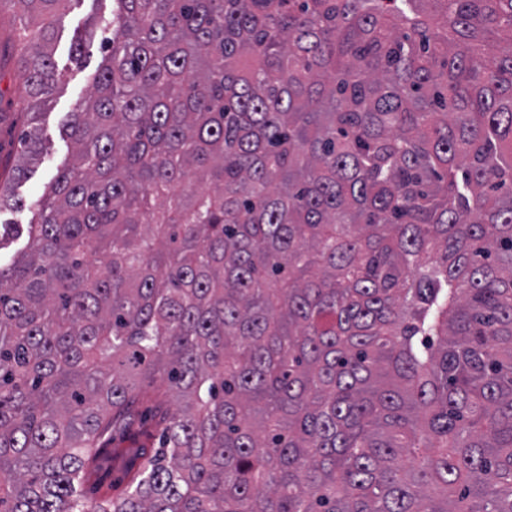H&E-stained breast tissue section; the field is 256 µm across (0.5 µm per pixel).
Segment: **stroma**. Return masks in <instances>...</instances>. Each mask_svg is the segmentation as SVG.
I'll return each mask as SVG.
<instances>
[{"instance_id":"35a3bbf8","label":"stroma","mask_w":512,"mask_h":512,"mask_svg":"<svg viewBox=\"0 0 512 512\" xmlns=\"http://www.w3.org/2000/svg\"><path fill=\"white\" fill-rule=\"evenodd\" d=\"M111 16L112 0H68L56 15L51 52L63 79L45 109L40 156L24 175L13 172L20 154L21 134L26 127L22 89L17 79L18 62L13 59L0 67V111L5 114L0 121V165L9 169L7 182L16 197L33 200L38 190L52 180L57 169L71 161L73 146L64 138L62 126L69 112L88 97L93 75L102 61L99 44L94 41L82 64H75L73 43L76 36L89 29L93 20ZM39 26V19L23 10L16 0H0V37H12L18 47L28 51L38 41Z\"/></svg>"}]
</instances>
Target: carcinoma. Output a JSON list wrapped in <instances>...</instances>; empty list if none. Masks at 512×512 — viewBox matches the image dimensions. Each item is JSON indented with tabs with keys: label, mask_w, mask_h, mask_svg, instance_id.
<instances>
[{
	"label": "carcinoma",
	"mask_w": 512,
	"mask_h": 512,
	"mask_svg": "<svg viewBox=\"0 0 512 512\" xmlns=\"http://www.w3.org/2000/svg\"><path fill=\"white\" fill-rule=\"evenodd\" d=\"M113 2L0 232V512H512V0ZM127 480L123 471L119 468H112V461H109L85 483L84 490L89 501L94 502L107 494L113 495L122 492L126 487Z\"/></svg>",
	"instance_id": "1"
}]
</instances>
